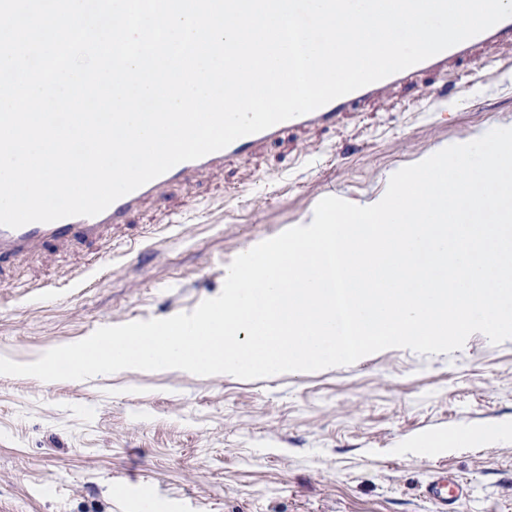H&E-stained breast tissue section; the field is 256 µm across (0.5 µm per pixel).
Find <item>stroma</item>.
Masks as SVG:
<instances>
[{
    "label": "stroma",
    "mask_w": 512,
    "mask_h": 512,
    "mask_svg": "<svg viewBox=\"0 0 512 512\" xmlns=\"http://www.w3.org/2000/svg\"><path fill=\"white\" fill-rule=\"evenodd\" d=\"M509 126L500 46L341 130L293 132L172 185L99 240L1 266L0 357L33 362L103 326L192 311L242 249L305 225L322 198L364 204L437 148ZM96 260L83 287H64ZM47 281L62 290L36 294ZM442 471L467 486L453 512H512V340L475 333L448 354L388 348L256 380L0 375V512H435L423 489Z\"/></svg>",
    "instance_id": "35a3bbf8"
}]
</instances>
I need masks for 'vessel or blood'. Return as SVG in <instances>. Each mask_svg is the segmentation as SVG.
Listing matches in <instances>:
<instances>
[{
  "instance_id": "1",
  "label": "vessel or blood",
  "mask_w": 512,
  "mask_h": 512,
  "mask_svg": "<svg viewBox=\"0 0 512 512\" xmlns=\"http://www.w3.org/2000/svg\"><path fill=\"white\" fill-rule=\"evenodd\" d=\"M503 44L512 46V17L425 61L334 99L308 114L241 137L226 148L200 159L180 163L137 190L120 197L98 215L67 217L51 223H29L15 229L0 226V262L42 250L51 244L64 248L97 240L106 229L124 223L147 200L160 196L171 184L199 180L224 168L231 161L278 142L288 132L338 127L350 110L378 102L388 91L411 84L420 75L447 73L449 63L473 59L478 47ZM465 494L466 489L462 483L446 475L435 476L425 487L426 498L443 510Z\"/></svg>"
}]
</instances>
